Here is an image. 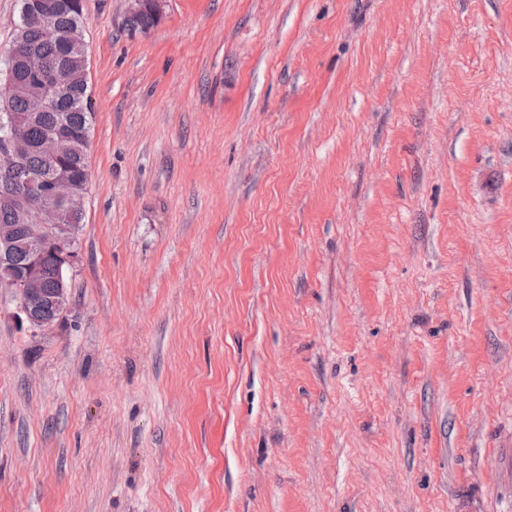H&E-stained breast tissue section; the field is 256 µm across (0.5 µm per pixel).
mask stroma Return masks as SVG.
<instances>
[{
	"label": "stroma",
	"mask_w": 512,
	"mask_h": 512,
	"mask_svg": "<svg viewBox=\"0 0 512 512\" xmlns=\"http://www.w3.org/2000/svg\"><path fill=\"white\" fill-rule=\"evenodd\" d=\"M128 7L0 512H512V0Z\"/></svg>",
	"instance_id": "35a3bbf8"
}]
</instances>
